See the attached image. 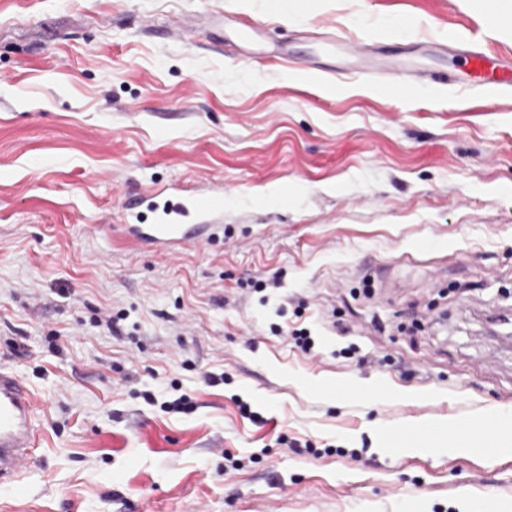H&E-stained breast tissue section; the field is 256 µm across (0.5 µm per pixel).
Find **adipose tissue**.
Here are the masks:
<instances>
[{
    "instance_id": "ef3b65f1",
    "label": "adipose tissue",
    "mask_w": 512,
    "mask_h": 512,
    "mask_svg": "<svg viewBox=\"0 0 512 512\" xmlns=\"http://www.w3.org/2000/svg\"><path fill=\"white\" fill-rule=\"evenodd\" d=\"M447 444L460 455L507 451L512 449V424L498 417L474 424H424L412 427L410 436L397 439L395 446L405 452H419Z\"/></svg>"
}]
</instances>
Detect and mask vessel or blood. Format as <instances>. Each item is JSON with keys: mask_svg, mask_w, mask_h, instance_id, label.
<instances>
[{"mask_svg": "<svg viewBox=\"0 0 512 512\" xmlns=\"http://www.w3.org/2000/svg\"><path fill=\"white\" fill-rule=\"evenodd\" d=\"M434 47L456 66L455 78L478 91L512 93V56L491 55L457 32L438 39ZM416 73L407 63L369 70L383 86L404 83ZM124 229L136 244L177 254L213 240L219 230L214 216L224 211L223 188H202L174 203L163 189H148L128 204ZM35 400L23 378L11 367L0 366V487L24 494L23 468L33 459L37 443Z\"/></svg>", "mask_w": 512, "mask_h": 512, "instance_id": "b4317fda", "label": "vessel or blood"}]
</instances>
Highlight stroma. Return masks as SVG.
Instances as JSON below:
<instances>
[{"label": "stroma", "instance_id": "obj_1", "mask_svg": "<svg viewBox=\"0 0 512 512\" xmlns=\"http://www.w3.org/2000/svg\"><path fill=\"white\" fill-rule=\"evenodd\" d=\"M495 14L512 0H0V365L39 402L0 512H512V452L383 442L512 416V347L484 333L512 316V95L438 55L389 94L318 47L404 18L407 43L512 51ZM172 182L227 188L223 236L125 238L129 196Z\"/></svg>", "mask_w": 512, "mask_h": 512}]
</instances>
